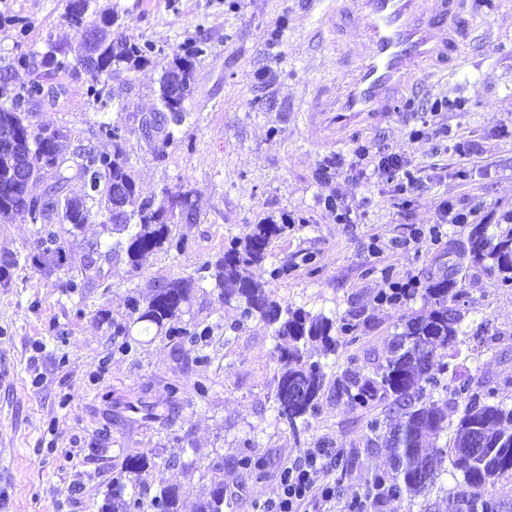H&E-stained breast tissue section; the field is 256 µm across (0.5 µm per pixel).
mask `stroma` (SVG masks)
Returning <instances> with one entry per match:
<instances>
[{"mask_svg": "<svg viewBox=\"0 0 512 512\" xmlns=\"http://www.w3.org/2000/svg\"><path fill=\"white\" fill-rule=\"evenodd\" d=\"M119 15L123 37L171 53L188 38L209 52L195 71L191 118L175 131L164 161H156L139 131L129 135L133 174L144 193L188 189L197 222L182 223L184 252L158 250L138 271L116 259L104 282L74 290L70 271L35 269L29 255L37 225L0 219V258L16 257L0 281V512H98L125 458L152 465L128 483L126 496L143 503L172 487L180 512H196L213 483L224 485V512H262L278 500L280 473L310 451H324L327 479L336 487L333 512H349L376 476L388 451L368 424L391 403L350 404L337 382L375 371L401 317L420 309L383 301L391 284L441 276L458 259L474 225L496 233L512 212V0H490L475 16L476 32L460 65L428 82L425 102L447 103L437 131L413 137V112L346 125L332 112L302 106L317 83L339 88L341 57L364 55L355 27L331 32L322 0H100ZM64 0H0V64L20 53L41 56L48 41L76 42ZM271 70L270 86L256 79ZM161 70L149 65L122 73L111 85L121 106L114 120L134 123L149 112ZM39 108L34 122L66 127L72 141L89 142L100 115L85 86ZM366 144L401 156L423 180L397 204L393 187L360 170L354 149ZM359 209L360 223L342 224L328 200ZM463 202L467 224H438L444 202ZM293 220L253 270L268 291L291 307L345 317L355 334L338 338L327 358L325 386L308 424L292 430L276 417L278 339L236 302L223 301L212 282L195 288L180 323L211 326L192 342L143 332L127 306L154 285L194 275L231 242L245 241L266 216ZM286 276L273 277L277 267ZM459 354L441 374L446 386L474 377L512 382V288H501L483 267L469 271ZM129 329L130 350L118 349L115 326ZM206 392H199V385ZM143 398L159 419L116 415L121 400ZM262 460L261 475L238 466ZM460 472L444 459L437 479L417 496L383 497L369 512H450Z\"/></svg>", "mask_w": 512, "mask_h": 512, "instance_id": "35a3bbf8", "label": "stroma"}]
</instances>
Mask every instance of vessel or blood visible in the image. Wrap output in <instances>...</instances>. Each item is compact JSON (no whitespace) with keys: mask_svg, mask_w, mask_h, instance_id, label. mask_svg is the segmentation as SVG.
Returning a JSON list of instances; mask_svg holds the SVG:
<instances>
[{"mask_svg":"<svg viewBox=\"0 0 512 512\" xmlns=\"http://www.w3.org/2000/svg\"><path fill=\"white\" fill-rule=\"evenodd\" d=\"M469 0H341L329 23L357 25L367 53L346 65L340 91L316 85L308 110L357 115L398 111L402 87L425 64L444 70L457 62L468 34L454 23Z\"/></svg>","mask_w":512,"mask_h":512,"instance_id":"obj_1","label":"vessel or blood"}]
</instances>
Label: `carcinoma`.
<instances>
[{
  "instance_id": "1",
  "label": "carcinoma",
  "mask_w": 512,
  "mask_h": 512,
  "mask_svg": "<svg viewBox=\"0 0 512 512\" xmlns=\"http://www.w3.org/2000/svg\"><path fill=\"white\" fill-rule=\"evenodd\" d=\"M64 10L68 23L80 32L85 16L99 19L93 40L81 39L75 45L51 43L38 61L22 53L0 66L9 72L20 67L29 73L27 82L0 90V99H5L0 105V127L8 126L13 132L12 141L0 146V216L20 215L40 225L32 262L49 271L64 267L67 261L54 225L81 228L94 213L103 218V224L111 225L119 237L107 244L92 245L79 268L81 282L71 279L67 283L73 289L104 280V265L114 259L124 260L134 271L145 256L156 250L165 247L183 251L185 240L175 236L173 227L180 222L182 211H187L188 219L194 222L198 214L188 190L165 188L159 202L143 194L126 149L127 125L106 117L114 102L103 78L112 77L116 70L131 72L148 65L154 47L127 42L113 30L118 16L98 11L97 0H65ZM207 50L204 42L189 40L157 62L161 77L156 106L137 121L138 129L149 131L146 145L158 161L165 159L167 148L175 140V128L188 116L185 104L173 95L171 76L180 73L184 80L194 82L196 64ZM60 74L85 82L88 103L104 114L95 123L92 136L110 148L72 144L63 128L32 122L29 103L45 98L53 102L64 93L63 85L52 83ZM74 180L82 183L80 195L67 191ZM37 182L45 188L35 195L29 186ZM287 230L288 217L278 221L264 218L245 242L235 243L217 254L215 260L205 262L197 270V277L159 283L145 302L132 297L129 303L138 323L164 329L170 336H205L210 333L208 327L192 333L173 323L180 318L195 283L214 279L220 297L239 303L244 317L259 319L272 329L274 337L288 340V346L278 354L281 372L276 388L277 418L295 428L313 413L326 381L325 365L310 360L307 344L317 343L323 354H333L336 334L353 332L356 325L346 318L313 315L284 305L271 298L265 286L253 278L252 268L267 258L271 241ZM469 244L468 264L460 263L447 275L426 281L422 308L403 320L402 330L394 334L375 376L358 373L339 385V391L361 407L392 399L394 414L384 422H372L369 430L390 449L391 472L377 476L375 482L389 483L387 493L394 496H414L427 490L437 476L432 463L444 459L438 441L448 429V404L433 399V391L440 385L438 374L448 365L442 363L436 368L433 360L438 355L456 357L459 337L465 335L461 327L465 294L459 283L468 266L487 263L498 274L499 286L512 288V226L488 236L485 227L477 225ZM297 386L306 391L300 400L292 395ZM496 393V388L487 385L473 387L469 378L452 392V400L465 401L452 445V464L468 489L467 495L459 498L458 512H494L497 501L485 498L483 489L512 474V406L494 401ZM477 431L484 439L480 451L471 442ZM124 490L122 482H112L99 512H139V499L124 498ZM223 493L224 484H214L197 512H224ZM152 507L155 512H178L177 491L163 490L154 497Z\"/></svg>"
}]
</instances>
